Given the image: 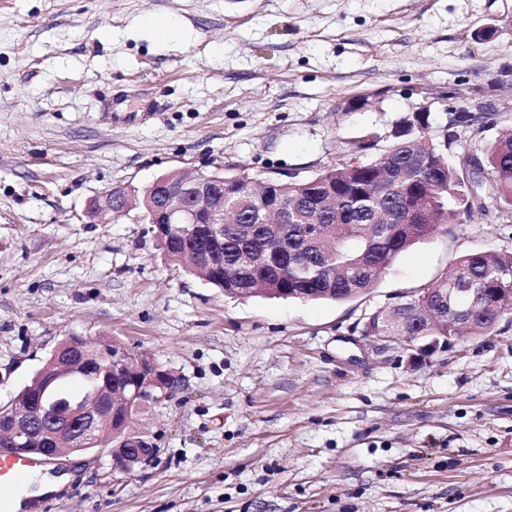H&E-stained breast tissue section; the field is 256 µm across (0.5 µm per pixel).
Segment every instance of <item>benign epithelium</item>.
Returning a JSON list of instances; mask_svg holds the SVG:
<instances>
[{"label": "benign epithelium", "instance_id": "1", "mask_svg": "<svg viewBox=\"0 0 512 512\" xmlns=\"http://www.w3.org/2000/svg\"><path fill=\"white\" fill-rule=\"evenodd\" d=\"M255 178L244 174L226 175L224 170L171 172L153 179L140 189L116 187L103 191L89 206L90 217L105 224L109 216L126 215L133 210L149 224L148 232L159 239L172 224L182 225L183 249L195 254L205 267L224 250V204L237 209ZM289 182L306 190V203L321 206V198L333 187L317 178ZM265 223L284 231L288 213L281 202L267 196L262 201ZM436 313L439 317L472 319L493 315L502 295L512 298L511 288H437ZM422 302L413 297L381 308L370 315L365 333L386 341H396L389 323L401 326L416 322ZM406 340L416 355H431L456 340L454 336H429L423 332ZM107 340L96 336H71L61 342L39 370L42 388L25 403L11 401L0 406V437L8 449L24 448L33 453L69 456L78 453L107 452L112 469L130 473L153 461L158 448L146 432L133 431V405L160 400L170 387L169 373L153 358L135 353L118 340L105 349ZM97 363L101 378L79 401L59 397V386L80 375L82 368Z\"/></svg>", "mask_w": 512, "mask_h": 512}]
</instances>
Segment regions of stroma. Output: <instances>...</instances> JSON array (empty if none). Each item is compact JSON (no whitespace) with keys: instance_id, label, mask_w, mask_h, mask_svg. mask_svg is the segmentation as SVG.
<instances>
[{"instance_id":"obj_1","label":"stroma","mask_w":512,"mask_h":512,"mask_svg":"<svg viewBox=\"0 0 512 512\" xmlns=\"http://www.w3.org/2000/svg\"><path fill=\"white\" fill-rule=\"evenodd\" d=\"M150 16L183 39L139 28ZM117 91L160 110L112 121ZM424 106L452 158L512 125V0H0V406L72 336L173 379L134 422L156 460L125 474L70 455L55 512H512V314L416 362L363 333L456 258L512 255L496 205L341 304L229 298L135 214L86 216L178 170L312 176L355 138L385 149Z\"/></svg>"}]
</instances>
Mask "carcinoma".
Masks as SVG:
<instances>
[{
	"label": "carcinoma",
	"instance_id": "cac0c4a2",
	"mask_svg": "<svg viewBox=\"0 0 512 512\" xmlns=\"http://www.w3.org/2000/svg\"><path fill=\"white\" fill-rule=\"evenodd\" d=\"M430 113L415 114L403 123L405 133L394 137L386 151L367 161L371 140L349 142L348 156L358 165L338 163L318 174L336 187V212L306 213L288 225V236L277 239L264 265L242 272L236 256L246 248H261L273 238L272 225L253 224L243 237L235 225H224V268L200 269L192 253L180 263L189 275L218 288H252L261 281L266 295L281 297L283 288H303L310 300H350L358 289H370L393 261L417 243L461 224L488 195L512 215V127L489 143L476 161L485 177L471 178L469 152L451 164L446 145L430 137ZM321 224L329 235L323 244L304 242V225ZM438 288H512V255L469 253L458 258L436 284Z\"/></svg>",
	"mask_w": 512,
	"mask_h": 512
}]
</instances>
